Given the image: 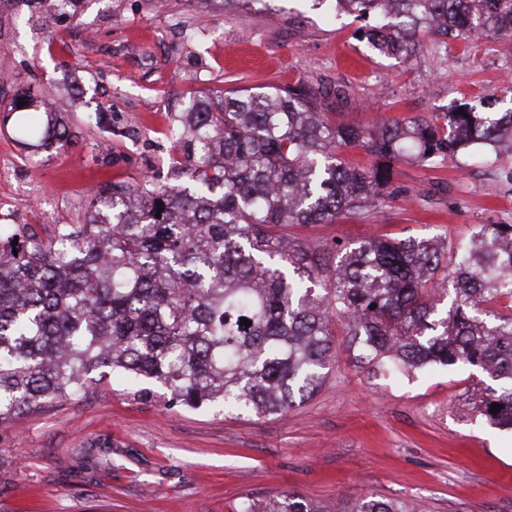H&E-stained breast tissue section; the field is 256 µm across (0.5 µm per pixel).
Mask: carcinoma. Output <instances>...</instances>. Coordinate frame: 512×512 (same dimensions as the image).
Returning a JSON list of instances; mask_svg holds the SVG:
<instances>
[{"mask_svg":"<svg viewBox=\"0 0 512 512\" xmlns=\"http://www.w3.org/2000/svg\"><path fill=\"white\" fill-rule=\"evenodd\" d=\"M32 2L77 17L79 0ZM334 2L388 57L410 59L426 32L512 37V0ZM175 117L182 154L195 163L171 167L169 182L105 183L83 223L54 224L44 236L0 224V426L123 373L147 383L143 398L161 386L169 408L282 416L335 363L338 318L373 372L441 365L485 374L473 410L512 430V224L479 225L454 258L439 237L377 236L336 250L331 272L288 237L293 226L374 215L402 161L498 158L512 142V111L481 102L441 122L342 125L320 112L317 92L289 85L194 98ZM20 133L40 148L75 144L61 112L25 120ZM358 146L371 166L336 154ZM493 403L503 408L493 414ZM235 512L403 510L374 499L329 509L287 492L244 499Z\"/></svg>","mask_w":512,"mask_h":512,"instance_id":"cac0c4a2","label":"carcinoma"}]
</instances>
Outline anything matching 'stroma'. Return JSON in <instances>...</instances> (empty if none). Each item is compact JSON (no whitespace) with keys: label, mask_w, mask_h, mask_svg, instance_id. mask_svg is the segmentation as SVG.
Segmentation results:
<instances>
[{"label":"stroma","mask_w":512,"mask_h":512,"mask_svg":"<svg viewBox=\"0 0 512 512\" xmlns=\"http://www.w3.org/2000/svg\"><path fill=\"white\" fill-rule=\"evenodd\" d=\"M0 109L21 93L75 123L76 145L34 151L0 131L13 221L48 233L79 224L100 184L167 181L172 125L188 93L302 83L331 121L432 119L462 103L505 111L512 40L421 39L411 59L377 55L331 0H82L76 19L0 0ZM349 93L342 102L341 93ZM102 109L111 123L82 122ZM500 160L402 162L375 219L290 228L334 261L372 236H441L512 224ZM316 393L286 415L163 408L122 377L0 428V512H233L244 498L295 492L313 503L389 499L406 512H512V432L473 416L481 375L433 367L373 375L344 343Z\"/></svg>","instance_id":"stroma-1"}]
</instances>
